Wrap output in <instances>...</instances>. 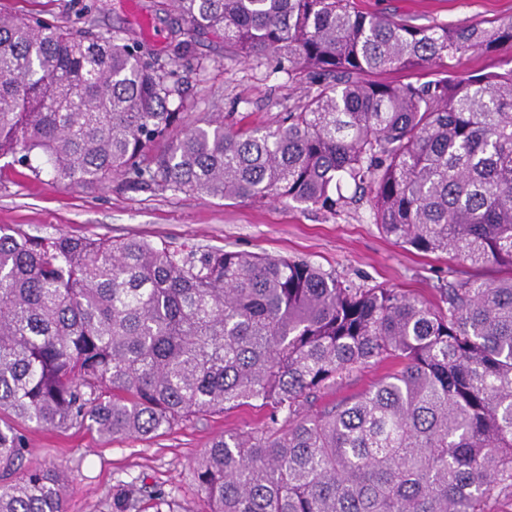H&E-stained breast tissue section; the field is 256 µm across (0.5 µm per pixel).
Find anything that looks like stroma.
Segmentation results:
<instances>
[{
    "instance_id": "stroma-1",
    "label": "stroma",
    "mask_w": 512,
    "mask_h": 512,
    "mask_svg": "<svg viewBox=\"0 0 512 512\" xmlns=\"http://www.w3.org/2000/svg\"><path fill=\"white\" fill-rule=\"evenodd\" d=\"M353 2L361 12L415 25L512 19V0ZM90 3L0 0V15L121 35L136 34L145 21L154 35L142 39V50L166 63L177 60L172 33L186 22L171 0H105L104 8L94 12ZM191 40L195 61L181 68L191 115L221 112L243 127H273L288 107L318 86L316 76L290 77L275 64L243 60L215 34H195ZM509 61L512 45L506 43L492 53L461 54L450 66L460 75L478 76L499 71ZM1 224L42 237H136L184 254L197 248L267 253L311 262L358 286L394 288L426 301L438 299L451 280L492 281L506 274L496 265H471L449 254H425L394 243L364 202L329 214L285 200L233 203L146 187L132 190L118 179L77 187L9 157L0 158ZM387 371V365H374L328 385L312 400L310 411L357 395ZM266 419V410L244 405L191 417L147 439L115 440L84 429L62 432L30 424L21 428L28 442L23 464L62 466L73 486L66 512H112L113 494L131 481L149 491L142 512H206L194 480L195 459L217 436L260 426Z\"/></svg>"
}]
</instances>
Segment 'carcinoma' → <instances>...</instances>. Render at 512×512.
<instances>
[{
  "mask_svg": "<svg viewBox=\"0 0 512 512\" xmlns=\"http://www.w3.org/2000/svg\"><path fill=\"white\" fill-rule=\"evenodd\" d=\"M242 58L324 77L274 127L193 121L184 76L134 39L0 16V156L74 186L328 213L369 187L375 223L422 253L495 264L435 303L307 261L32 237L0 225V512H65L61 467L22 468L17 423L147 438L196 414L271 408L194 462L208 512H490L512 500V67L448 61L512 44V21L412 25L352 0H173ZM387 71L394 83L370 80ZM353 400L304 410L372 364ZM131 482L112 512H136ZM512 60V45L505 43L492 53L466 52L448 62L456 73L468 76L485 75L507 68L506 62Z\"/></svg>",
  "mask_w": 512,
  "mask_h": 512,
  "instance_id": "carcinoma-1",
  "label": "carcinoma"
}]
</instances>
